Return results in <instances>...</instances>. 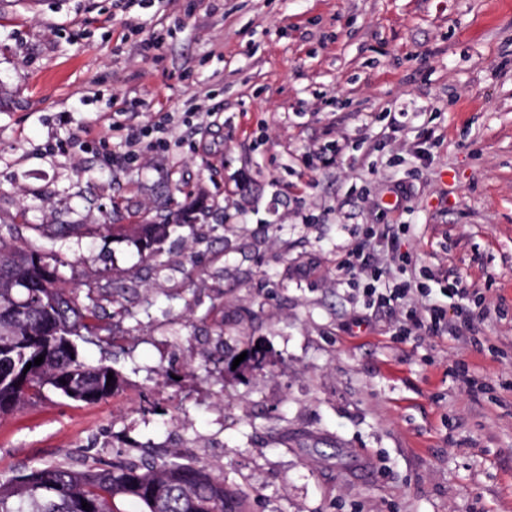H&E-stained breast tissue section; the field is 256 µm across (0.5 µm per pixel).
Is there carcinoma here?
Returning <instances> with one entry per match:
<instances>
[{"mask_svg": "<svg viewBox=\"0 0 512 512\" xmlns=\"http://www.w3.org/2000/svg\"><path fill=\"white\" fill-rule=\"evenodd\" d=\"M209 214L208 206L189 208L182 223L205 224ZM171 228L161 215L146 224H95L89 233L128 241L154 261ZM82 286L92 288L59 253L0 234V416L47 390L84 405L122 390L118 372L80 356L77 340L98 335L106 316L98 300L81 295ZM41 355L43 362L32 364ZM266 356L252 345L242 367L261 370ZM0 512H250V502L223 475L194 462L127 453L80 466L44 464L1 481Z\"/></svg>", "mask_w": 512, "mask_h": 512, "instance_id": "1", "label": "carcinoma"}]
</instances>
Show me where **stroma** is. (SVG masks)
<instances>
[{
    "mask_svg": "<svg viewBox=\"0 0 512 512\" xmlns=\"http://www.w3.org/2000/svg\"><path fill=\"white\" fill-rule=\"evenodd\" d=\"M197 203L212 233L158 263L86 232ZM371 226L480 294L479 344L364 306ZM0 230L123 304L79 349L125 381L0 417V481L150 440L252 512H512V0H0ZM250 342L263 371H228Z\"/></svg>",
    "mask_w": 512,
    "mask_h": 512,
    "instance_id": "35a3bbf8",
    "label": "stroma"
}]
</instances>
